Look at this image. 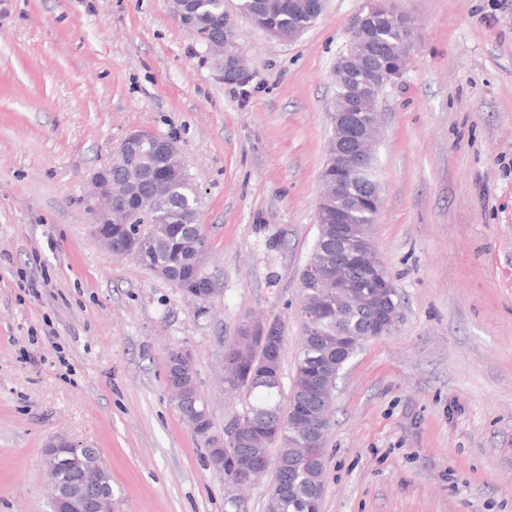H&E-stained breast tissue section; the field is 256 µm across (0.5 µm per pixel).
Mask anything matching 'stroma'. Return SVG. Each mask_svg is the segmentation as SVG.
Segmentation results:
<instances>
[{"instance_id": "35a3bbf8", "label": "stroma", "mask_w": 512, "mask_h": 512, "mask_svg": "<svg viewBox=\"0 0 512 512\" xmlns=\"http://www.w3.org/2000/svg\"><path fill=\"white\" fill-rule=\"evenodd\" d=\"M365 3L324 0L278 41L224 0L242 88L165 0H0V512H50L42 451L60 436L99 449L114 512H226L169 402L166 351L191 349L220 432L243 407L225 347L251 317L277 319L290 391L333 71ZM386 4L412 35L380 97L369 235L402 319L336 381L321 512H512V0ZM137 130L179 140L208 301L95 232L89 178ZM203 270L198 278L190 285L178 287L188 296L195 298H205L211 295L216 288L214 276L210 273L207 264L203 266ZM203 288V289H202Z\"/></svg>"}]
</instances>
